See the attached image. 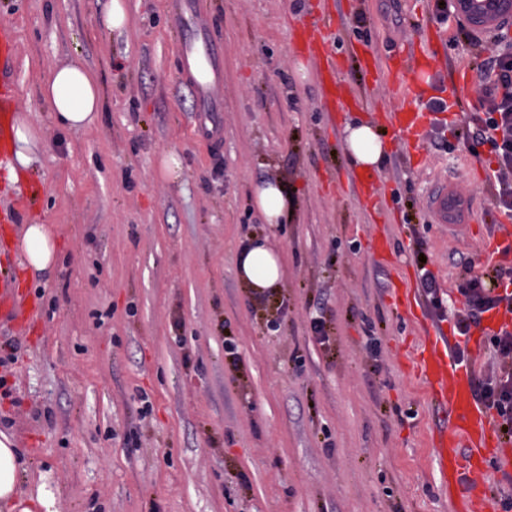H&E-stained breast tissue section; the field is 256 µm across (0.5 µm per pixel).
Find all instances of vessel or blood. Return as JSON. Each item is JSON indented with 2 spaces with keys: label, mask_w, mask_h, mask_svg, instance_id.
Segmentation results:
<instances>
[{
  "label": "vessel or blood",
  "mask_w": 512,
  "mask_h": 512,
  "mask_svg": "<svg viewBox=\"0 0 512 512\" xmlns=\"http://www.w3.org/2000/svg\"><path fill=\"white\" fill-rule=\"evenodd\" d=\"M174 20L180 30V57L183 70L203 69L219 73L222 60L217 46L206 33L200 19L199 0H174ZM335 19L305 23L299 28V42L319 58L326 95L334 107H342L348 91L338 77L339 68L330 52ZM18 44L11 27H0V70L10 71ZM431 50L392 59L387 68L394 84L393 106L390 114L395 122V134L403 143L416 142L421 131L437 118L436 113L422 111L418 102L422 89L417 81L418 71L430 65ZM196 110L212 124V144H220L224 126L219 112L222 97L216 82H199L194 86ZM13 85L0 79V166L9 160V133L13 121ZM435 223L452 228L469 224L470 206L459 198L451 184L441 185L429 201ZM413 371L422 381L427 394L448 407V430L434 441L441 474L449 483H459L463 474L471 479L459 494L455 512H492L493 499L481 474L491 464L497 448L504 440L494 428L490 413L476 402L474 379L469 370L458 367L448 358L446 344L435 336L426 337L413 358Z\"/></svg>",
  "instance_id": "b4317fda"
}]
</instances>
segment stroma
<instances>
[{
    "label": "stroma",
    "mask_w": 512,
    "mask_h": 512,
    "mask_svg": "<svg viewBox=\"0 0 512 512\" xmlns=\"http://www.w3.org/2000/svg\"><path fill=\"white\" fill-rule=\"evenodd\" d=\"M124 2L120 36L106 25L111 0H0V25L19 38L16 102L39 137L28 182L13 188L0 169V208L18 211L0 223V269L38 306L22 335L0 316V342L21 344L0 366L21 401L0 399V431L59 512H453L430 443L448 412L409 363L422 331L456 343L457 286L486 271L485 244L500 234L496 161L469 127L483 53L437 22L435 0H202L223 50L224 140L209 149L169 0ZM326 15L341 78L368 99L334 116L318 59L295 42L298 22ZM434 32L447 38L422 72L424 100L461 71L469 94L419 148L390 140L368 205L348 189L362 172L342 131L353 118L386 125L393 98L359 50L382 66ZM72 61L99 82L103 111L89 129L60 128L40 94ZM166 154L182 181L159 175ZM275 176L296 207L271 225L253 187ZM444 179L483 213L459 235L427 211ZM26 224L57 240L48 276L22 269L12 247ZM253 236L283 265L282 288L262 299L236 271ZM421 253L443 310L420 284ZM399 272L421 324L395 304Z\"/></svg>",
    "instance_id": "35a3bbf8"
}]
</instances>
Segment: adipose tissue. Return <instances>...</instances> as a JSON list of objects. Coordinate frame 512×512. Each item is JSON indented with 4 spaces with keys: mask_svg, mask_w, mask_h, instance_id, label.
<instances>
[{
    "mask_svg": "<svg viewBox=\"0 0 512 512\" xmlns=\"http://www.w3.org/2000/svg\"><path fill=\"white\" fill-rule=\"evenodd\" d=\"M40 91L50 101L56 119L68 128L88 129L95 126L102 111V99L96 77L82 64L70 63L53 70ZM343 143L351 164L362 171L380 167L388 154L387 143L378 126L355 119L343 129ZM38 137L25 117L14 119L13 161L7 166L8 178L18 182L36 160ZM254 203L270 224L283 223L294 201L288 185L281 178H270L254 187ZM16 249L22 265L32 273L52 270L57 258V244L50 228L44 224L25 225L18 236ZM237 274L255 295L265 296L281 288V259L265 239L252 237L243 242L237 254ZM25 469L18 463L17 449L0 432V512H33L19 503L26 483Z\"/></svg>",
    "mask_w": 512,
    "mask_h": 512,
    "instance_id": "obj_1",
    "label": "adipose tissue"
}]
</instances>
